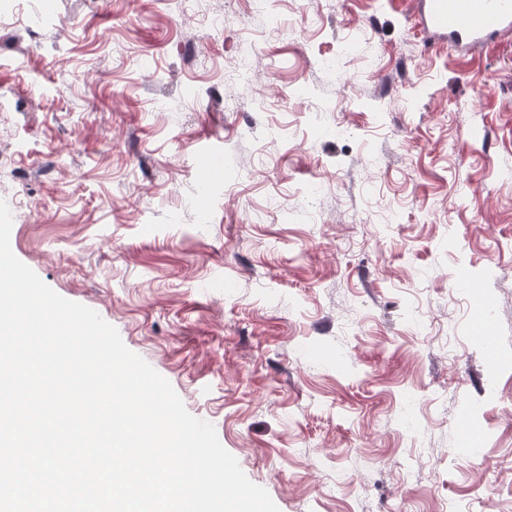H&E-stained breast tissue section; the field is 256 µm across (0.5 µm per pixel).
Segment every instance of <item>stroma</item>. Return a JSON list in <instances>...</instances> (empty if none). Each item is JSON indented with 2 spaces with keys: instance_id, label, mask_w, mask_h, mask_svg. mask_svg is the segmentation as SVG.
Segmentation results:
<instances>
[{
  "instance_id": "obj_1",
  "label": "stroma",
  "mask_w": 512,
  "mask_h": 512,
  "mask_svg": "<svg viewBox=\"0 0 512 512\" xmlns=\"http://www.w3.org/2000/svg\"><path fill=\"white\" fill-rule=\"evenodd\" d=\"M410 8L197 0L217 34L180 0L0 17L13 253L280 512H512V36L464 59ZM244 37L258 77L230 88Z\"/></svg>"
}]
</instances>
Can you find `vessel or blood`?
<instances>
[{"mask_svg":"<svg viewBox=\"0 0 512 512\" xmlns=\"http://www.w3.org/2000/svg\"><path fill=\"white\" fill-rule=\"evenodd\" d=\"M424 38L460 54L481 51L512 34V0H411Z\"/></svg>","mask_w":512,"mask_h":512,"instance_id":"1","label":"vessel or blood"}]
</instances>
